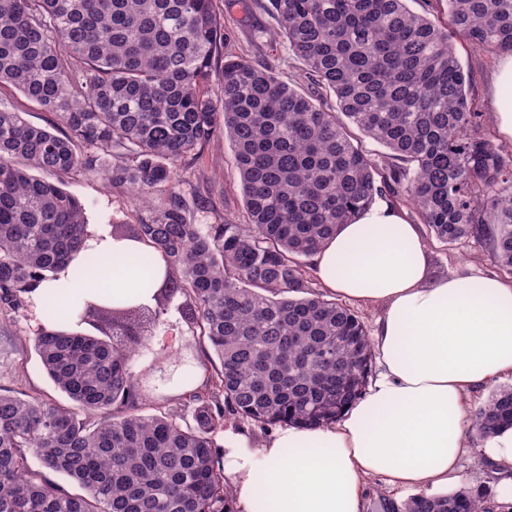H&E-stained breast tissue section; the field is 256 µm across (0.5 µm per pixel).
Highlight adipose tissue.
Wrapping results in <instances>:
<instances>
[{"label": "adipose tissue", "mask_w": 512, "mask_h": 512, "mask_svg": "<svg viewBox=\"0 0 512 512\" xmlns=\"http://www.w3.org/2000/svg\"><path fill=\"white\" fill-rule=\"evenodd\" d=\"M500 139L512 141V54L493 83ZM102 228L84 240L80 258L31 295L36 322L53 320L56 298L70 329L91 293L79 270L97 257L112 279V297L152 304L150 290L114 276L121 257L143 251ZM320 284L379 314L372 347L380 371L367 394L334 423L279 427L260 445L224 440L239 512H364L367 477L391 488L448 490L463 480L469 448L468 401L512 375V282L491 276L429 277L430 254L417 225L379 202L361 211L313 256Z\"/></svg>", "instance_id": "adipose-tissue-1"}]
</instances>
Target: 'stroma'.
<instances>
[{"label": "stroma", "mask_w": 512, "mask_h": 512, "mask_svg": "<svg viewBox=\"0 0 512 512\" xmlns=\"http://www.w3.org/2000/svg\"><path fill=\"white\" fill-rule=\"evenodd\" d=\"M224 26L230 40L225 53L241 55L251 61H274L283 79L306 86L303 66L288 49L286 41L272 38L277 27L275 17L259 9H244L236 4L224 14ZM464 70L471 73V98L475 109L482 112L484 126L495 132L494 98L490 78L496 72L498 57L489 55L462 38L453 40ZM63 188L79 198L85 207L89 227L112 226L118 222L135 223L137 215L127 187L115 185L99 174L70 173L61 176ZM178 191L192 223L240 224L245 207L240 175L229 139L218 136L207 143L200 159L186 161L178 171ZM432 251L431 275L442 278L451 274L482 273L501 275V268L491 259L484 242L469 238L451 246L428 239ZM33 311L23 305L19 311L0 309V386L60 405L69 398L43 371L34 347L37 330L32 325ZM173 348L191 361L198 374L212 370V361L193 340V330L182 320L177 305H170L166 321L151 342V349L138 361L139 366L153 362L157 351ZM471 453L463 466L466 479L463 489L482 496L489 512H512V477L494 475L487 463L485 440L470 439Z\"/></svg>", "instance_id": "1"}]
</instances>
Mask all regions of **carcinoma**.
<instances>
[{
	"instance_id": "cac0c4a2",
	"label": "carcinoma",
	"mask_w": 512,
	"mask_h": 512,
	"mask_svg": "<svg viewBox=\"0 0 512 512\" xmlns=\"http://www.w3.org/2000/svg\"><path fill=\"white\" fill-rule=\"evenodd\" d=\"M447 2L449 28L405 0H268L318 93L273 62L226 55L215 100L207 85L226 41L215 0H0V86L64 126L0 108V307L20 310L22 293L80 249L84 205L50 180L72 171L130 187L144 215L112 236L148 247L132 268L154 300L114 302L103 283L79 311L98 335L35 336L74 406L0 388V512H238L216 443L226 418L319 426L365 390L366 326L325 298L305 259L375 202L410 206L444 245L488 243L512 275V153L484 131L452 44L512 52V0ZM352 127L389 160L371 158ZM221 132L246 220L192 224L173 174ZM176 297L217 363L144 415L154 366L135 365ZM471 423L481 439L512 429V386L493 390ZM405 512L488 510L459 490L418 495Z\"/></svg>"
}]
</instances>
